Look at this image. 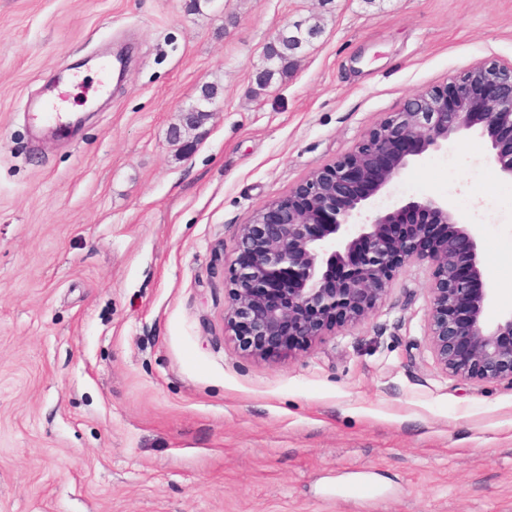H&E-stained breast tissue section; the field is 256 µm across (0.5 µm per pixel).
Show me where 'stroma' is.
<instances>
[{
	"label": "stroma",
	"instance_id": "obj_1",
	"mask_svg": "<svg viewBox=\"0 0 512 512\" xmlns=\"http://www.w3.org/2000/svg\"><path fill=\"white\" fill-rule=\"evenodd\" d=\"M317 22L257 91L273 36ZM486 61L512 64V0H0V512H512V382L437 364L427 264L278 360L224 320L240 224ZM31 96L84 124L35 142ZM493 153L461 133L390 189L472 225L492 322Z\"/></svg>",
	"mask_w": 512,
	"mask_h": 512
}]
</instances>
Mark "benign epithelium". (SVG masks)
<instances>
[{
	"label": "benign epithelium",
	"instance_id": "obj_1",
	"mask_svg": "<svg viewBox=\"0 0 512 512\" xmlns=\"http://www.w3.org/2000/svg\"><path fill=\"white\" fill-rule=\"evenodd\" d=\"M473 128L512 177V65L480 63L449 87L414 95L342 159L240 225L225 315L238 348L271 358L330 328H355L400 271L425 261L437 364L463 381L512 382V315L486 318L474 230L445 199L382 204L411 160Z\"/></svg>",
	"mask_w": 512,
	"mask_h": 512
}]
</instances>
